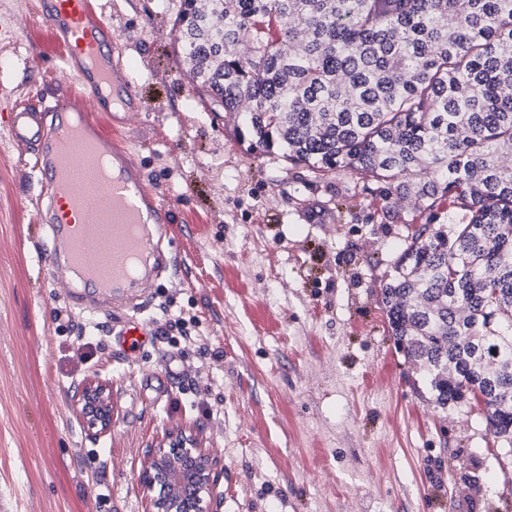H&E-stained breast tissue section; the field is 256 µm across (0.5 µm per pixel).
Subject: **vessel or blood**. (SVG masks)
Here are the masks:
<instances>
[{
  "label": "vessel or blood",
  "mask_w": 512,
  "mask_h": 512,
  "mask_svg": "<svg viewBox=\"0 0 512 512\" xmlns=\"http://www.w3.org/2000/svg\"><path fill=\"white\" fill-rule=\"evenodd\" d=\"M105 11L98 0H40L38 16L64 47L63 65L80 91L46 110L14 103L0 113L9 139L35 155L45 185L40 222L46 236L37 262L71 306L93 314L168 269L159 243L171 219L170 206L148 189L136 159L91 119L102 112L122 124L142 108L130 66L115 54ZM100 154L110 166L94 196L75 175ZM111 327L131 353L151 334L147 322L129 315L114 317Z\"/></svg>",
  "instance_id": "1"
}]
</instances>
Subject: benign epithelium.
I'll return each mask as SVG.
<instances>
[{
    "mask_svg": "<svg viewBox=\"0 0 512 512\" xmlns=\"http://www.w3.org/2000/svg\"><path fill=\"white\" fill-rule=\"evenodd\" d=\"M74 406L90 435L98 439L112 430V382L94 374L76 388ZM148 512H214L217 476L213 460L198 437L181 432L169 447L147 455L140 476Z\"/></svg>",
    "mask_w": 512,
    "mask_h": 512,
    "instance_id": "7a95c632",
    "label": "benign epithelium"
}]
</instances>
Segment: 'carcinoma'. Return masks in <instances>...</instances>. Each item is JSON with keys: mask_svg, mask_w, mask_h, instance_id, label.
I'll return each mask as SVG.
<instances>
[{"mask_svg": "<svg viewBox=\"0 0 512 512\" xmlns=\"http://www.w3.org/2000/svg\"><path fill=\"white\" fill-rule=\"evenodd\" d=\"M175 28L250 151L413 201L388 333L436 407L473 400L512 441V0H180Z\"/></svg>", "mask_w": 512, "mask_h": 512, "instance_id": "carcinoma-1", "label": "carcinoma"}]
</instances>
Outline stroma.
I'll return each mask as SVG.
<instances>
[{
	"instance_id": "obj_1",
	"label": "stroma",
	"mask_w": 512,
	"mask_h": 512,
	"mask_svg": "<svg viewBox=\"0 0 512 512\" xmlns=\"http://www.w3.org/2000/svg\"><path fill=\"white\" fill-rule=\"evenodd\" d=\"M142 109L120 142L169 203L161 247L179 260L135 312L154 334L133 356L36 262L43 192L0 131V512H147L139 476L168 434H197L219 474L218 512H512V457L483 409H433L377 301L414 211L251 153L196 105L173 51L178 0H104ZM37 0H0V97L76 93ZM197 335L194 344L184 334ZM183 374L147 383L162 354ZM112 382L110 434L72 400Z\"/></svg>"
}]
</instances>
